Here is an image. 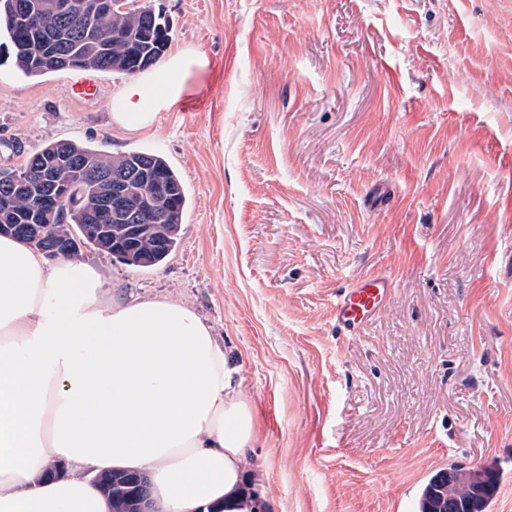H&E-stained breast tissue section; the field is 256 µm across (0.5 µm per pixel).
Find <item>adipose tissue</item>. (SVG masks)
Returning <instances> with one entry per match:
<instances>
[{
  "label": "adipose tissue",
  "instance_id": "1",
  "mask_svg": "<svg viewBox=\"0 0 512 512\" xmlns=\"http://www.w3.org/2000/svg\"><path fill=\"white\" fill-rule=\"evenodd\" d=\"M188 60L128 84L111 104L127 131L174 106ZM258 437L224 352L188 307L112 303L90 268L46 266L0 237V512H109L94 475L135 469L154 512H246L242 467ZM68 474L45 479L50 464Z\"/></svg>",
  "mask_w": 512,
  "mask_h": 512
}]
</instances>
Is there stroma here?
<instances>
[{
	"label": "stroma",
	"instance_id": "obj_1",
	"mask_svg": "<svg viewBox=\"0 0 512 512\" xmlns=\"http://www.w3.org/2000/svg\"><path fill=\"white\" fill-rule=\"evenodd\" d=\"M192 59L129 133L132 76L28 77L0 48V169L51 141L162 156L187 194L176 250L83 248L119 302L183 303L256 409L244 475L269 512H418L448 463L500 459L512 512V0H133ZM206 66H195L197 58ZM394 283L336 332L357 276ZM393 288L392 281L383 275L355 278L336 296L335 321L344 337L359 335L364 325L379 314Z\"/></svg>",
	"mask_w": 512,
	"mask_h": 512
}]
</instances>
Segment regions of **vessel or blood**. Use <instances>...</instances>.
Instances as JSON below:
<instances>
[{
	"mask_svg": "<svg viewBox=\"0 0 512 512\" xmlns=\"http://www.w3.org/2000/svg\"><path fill=\"white\" fill-rule=\"evenodd\" d=\"M392 288L391 280L383 275L355 278L336 296L337 329L347 337L359 335L364 325L382 311Z\"/></svg>",
	"mask_w": 512,
	"mask_h": 512,
	"instance_id": "1",
	"label": "vessel or blood"
}]
</instances>
